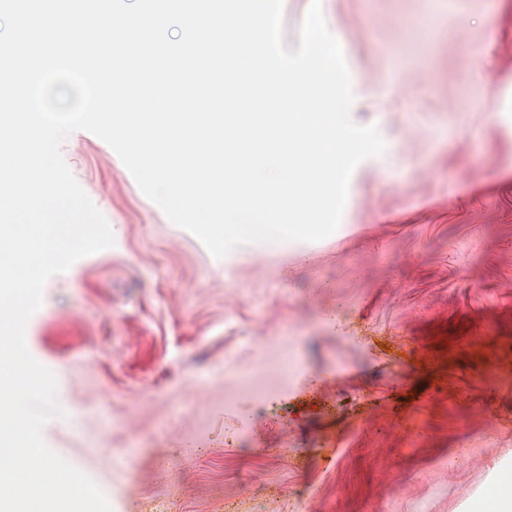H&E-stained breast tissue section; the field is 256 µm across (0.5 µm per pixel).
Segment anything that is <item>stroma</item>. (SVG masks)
<instances>
[{"mask_svg": "<svg viewBox=\"0 0 512 512\" xmlns=\"http://www.w3.org/2000/svg\"><path fill=\"white\" fill-rule=\"evenodd\" d=\"M322 12L387 133L330 236L214 258L103 140L62 146L115 244L26 342L67 414L47 444L122 512H490L512 480V0Z\"/></svg>", "mask_w": 512, "mask_h": 512, "instance_id": "stroma-1", "label": "stroma"}]
</instances>
